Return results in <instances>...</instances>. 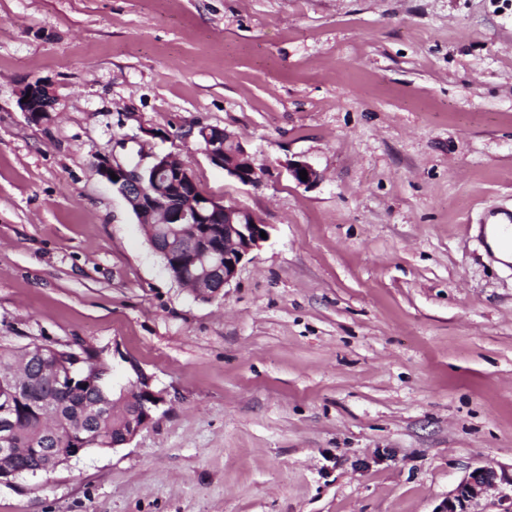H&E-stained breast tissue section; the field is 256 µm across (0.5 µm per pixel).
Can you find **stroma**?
Returning <instances> with one entry per match:
<instances>
[{
    "instance_id": "obj_1",
    "label": "stroma",
    "mask_w": 512,
    "mask_h": 512,
    "mask_svg": "<svg viewBox=\"0 0 512 512\" xmlns=\"http://www.w3.org/2000/svg\"><path fill=\"white\" fill-rule=\"evenodd\" d=\"M42 78L37 124L17 93ZM155 152L268 226L222 298L94 166ZM505 209L512 0H0V342H83L165 398L0 512H434L512 465V262L481 231ZM30 93L25 103L22 99ZM57 94L51 81L39 79L22 88L18 95L17 104L22 112H25L32 121L41 123L52 118L55 111ZM198 135L203 138L204 152L212 165L244 185L260 182V169L237 137L216 127H201Z\"/></svg>"
}]
</instances>
